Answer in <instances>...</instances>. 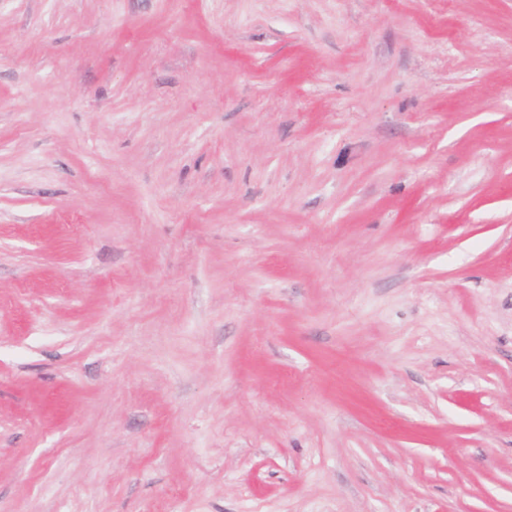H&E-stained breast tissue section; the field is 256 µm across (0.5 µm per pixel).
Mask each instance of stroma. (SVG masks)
<instances>
[{
    "mask_svg": "<svg viewBox=\"0 0 512 512\" xmlns=\"http://www.w3.org/2000/svg\"><path fill=\"white\" fill-rule=\"evenodd\" d=\"M0 512H512V0H0Z\"/></svg>",
    "mask_w": 512,
    "mask_h": 512,
    "instance_id": "35a3bbf8",
    "label": "stroma"
}]
</instances>
